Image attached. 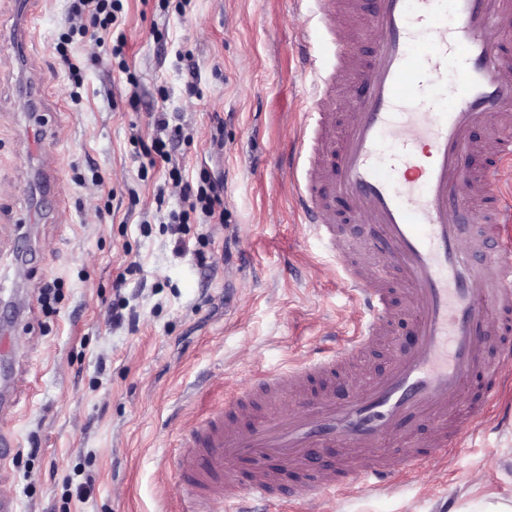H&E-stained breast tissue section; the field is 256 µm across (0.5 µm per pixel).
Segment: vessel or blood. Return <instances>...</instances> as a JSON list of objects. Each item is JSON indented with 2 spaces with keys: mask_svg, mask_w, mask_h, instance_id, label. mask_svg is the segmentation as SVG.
I'll return each instance as SVG.
<instances>
[{
  "mask_svg": "<svg viewBox=\"0 0 512 512\" xmlns=\"http://www.w3.org/2000/svg\"><path fill=\"white\" fill-rule=\"evenodd\" d=\"M304 18L305 107L288 164L295 208L345 270L361 318L346 343L230 397L196 422L175 457L200 504L306 502L363 484L387 486L456 454L512 373V0H292ZM375 36L370 58L347 28ZM461 66L449 72V58ZM345 114L333 137L335 110ZM483 130V142L474 133ZM493 160L472 172L477 148ZM365 244L402 275L413 344L344 401L311 390L352 376L389 337L392 291L354 253Z\"/></svg>",
  "mask_w": 512,
  "mask_h": 512,
  "instance_id": "vessel-or-blood-1",
  "label": "vessel or blood"
}]
</instances>
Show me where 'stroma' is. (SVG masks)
I'll use <instances>...</instances> for the list:
<instances>
[{
  "label": "stroma",
  "instance_id": "1",
  "mask_svg": "<svg viewBox=\"0 0 512 512\" xmlns=\"http://www.w3.org/2000/svg\"><path fill=\"white\" fill-rule=\"evenodd\" d=\"M13 2L0 0V295L20 290L26 310L0 357L21 381L0 413L18 452L0 470L19 512H184L173 457L191 426L357 320L286 175L303 106L300 22L290 0H192L183 15L122 0L124 64L77 35L76 80L55 50L74 0H36L25 62ZM27 84L41 95L36 125ZM159 111L183 124L167 161L145 153ZM174 167L223 179V223H170L177 197L154 196ZM52 282L60 297L46 308ZM115 306L135 323L113 324ZM465 494L512 500V386L428 475L271 512H457Z\"/></svg>",
  "mask_w": 512,
  "mask_h": 512
}]
</instances>
